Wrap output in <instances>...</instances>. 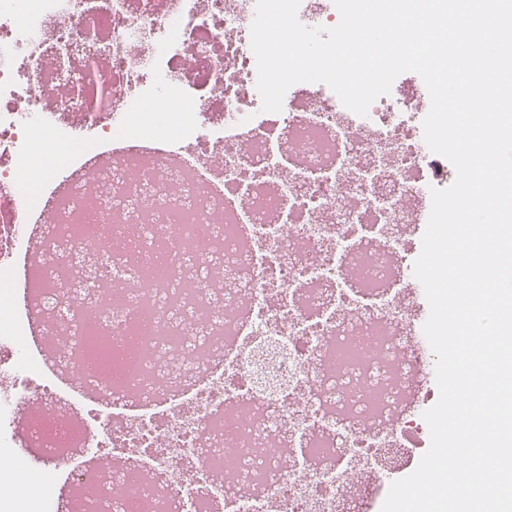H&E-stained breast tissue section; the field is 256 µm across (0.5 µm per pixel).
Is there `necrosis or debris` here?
I'll return each instance as SVG.
<instances>
[{"label": "necrosis or debris", "instance_id": "1", "mask_svg": "<svg viewBox=\"0 0 512 512\" xmlns=\"http://www.w3.org/2000/svg\"><path fill=\"white\" fill-rule=\"evenodd\" d=\"M85 4L0 0V371L35 368L13 341L34 316H49L64 339L61 369L119 384L142 410L97 434L54 413L51 383L1 388L0 469H23L17 449H37L71 488L73 512H344V476L405 447L420 422L423 360L400 331L395 231L416 221L405 197H429L449 167L410 123L420 88L395 79L361 117L327 85L299 82L275 125L243 127L240 116L261 101L256 0ZM63 17L69 26L57 28ZM228 27L237 40H225ZM97 40L112 44L95 60L111 105L88 112L65 90L48 106L56 77L43 59ZM146 103L178 105L186 119L153 124ZM229 129L258 149L225 150L218 178L202 162L163 167L142 151L170 153L190 137L206 152ZM40 137L65 147L67 160L38 193L18 197L13 161ZM103 150L113 154L106 170L93 166ZM50 208L47 264L29 280L27 308L14 310L22 227ZM350 267L372 289L348 287ZM95 334L110 337L118 365L96 356ZM276 346L284 352L270 372L288 387L272 393L251 372ZM33 396L45 410L24 421L22 441L18 413ZM93 448L119 460L112 480L148 467L153 482L120 496L95 489L77 463ZM187 469L200 474L196 485H184Z\"/></svg>", "mask_w": 512, "mask_h": 512}]
</instances>
